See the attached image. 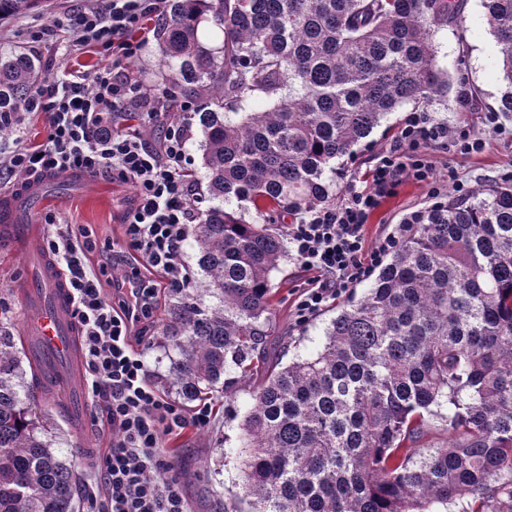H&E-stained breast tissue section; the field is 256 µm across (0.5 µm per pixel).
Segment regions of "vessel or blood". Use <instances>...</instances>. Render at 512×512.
<instances>
[{
    "label": "vessel or blood",
    "mask_w": 512,
    "mask_h": 512,
    "mask_svg": "<svg viewBox=\"0 0 512 512\" xmlns=\"http://www.w3.org/2000/svg\"><path fill=\"white\" fill-rule=\"evenodd\" d=\"M43 186V181L37 180L0 196V245L22 249L34 262L33 277L25 292L29 318L23 341L40 368L45 389L51 392L65 383L61 360L80 353L81 344L64 274L47 256L36 254L34 243L40 229L27 220L41 202Z\"/></svg>",
    "instance_id": "b4317fda"
}]
</instances>
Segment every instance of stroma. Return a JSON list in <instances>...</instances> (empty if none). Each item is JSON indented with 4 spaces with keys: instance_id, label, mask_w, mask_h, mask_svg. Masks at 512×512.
<instances>
[{
    "instance_id": "stroma-1",
    "label": "stroma",
    "mask_w": 512,
    "mask_h": 512,
    "mask_svg": "<svg viewBox=\"0 0 512 512\" xmlns=\"http://www.w3.org/2000/svg\"><path fill=\"white\" fill-rule=\"evenodd\" d=\"M84 3L85 0H53L51 10L0 25V50H21L38 56L49 83L65 78L72 70L89 74L110 65L111 51L81 45L72 33L58 25L63 15ZM458 4L460 22L440 25L433 35L435 63L447 73L450 90L430 102L406 104L387 114L367 138L339 158L335 172L327 176L333 199H340L348 184L364 183L374 158L395 143L404 117L415 110L429 113L451 128L468 124L482 142L480 149L468 154L447 145L429 149L430 159L442 179H462L474 190L487 183L502 182L512 170V117H500L505 129L501 135L485 124L486 113L497 111L505 90L496 42L485 23L482 0H458ZM40 27L52 29V36L40 43L32 42L31 31ZM125 71L141 89L160 84L156 34L147 36L138 56L127 61ZM463 86L470 89L473 97V107L467 112L461 111L457 102ZM46 190L43 212L56 214L62 222L86 227L101 251L111 248L113 240L118 239L121 216L134 196L131 184L102 177L86 185L57 179L47 182ZM436 202L427 186L404 179L369 218L367 244L398 232L412 213L429 210ZM303 279L302 270L289 258L282 260L271 275L274 313L264 327L261 344L269 362L284 366L313 350L339 310L338 304H330L305 326H296L294 301L296 288ZM27 280L23 254L0 251V325L7 326L16 336L23 331L22 290ZM170 303L169 291H161L153 316L138 323L137 328L155 337V344L145 351V361L151 380L162 393L172 397L176 390L170 383V369L178 354L159 340ZM260 381V374L253 373L237 379L231 390H216L211 400L215 418L209 429L188 427L167 438L165 446L176 464L191 512H224L225 501L240 494L242 482L234 449L239 445V425L250 393ZM56 422L54 446L59 456L74 463L81 477H88L99 449L109 443V431L98 423L78 428L61 416Z\"/></svg>"
}]
</instances>
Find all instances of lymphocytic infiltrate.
<instances>
[{
  "label": "lymphocytic infiltrate",
  "instance_id": "f902f5d3",
  "mask_svg": "<svg viewBox=\"0 0 512 512\" xmlns=\"http://www.w3.org/2000/svg\"><path fill=\"white\" fill-rule=\"evenodd\" d=\"M165 2L93 0L74 9L62 27L81 44L111 49V66L42 86L18 111L0 114V123L15 127L24 113L48 116L42 144L0 147V180L19 187L47 174L86 172L131 184L135 191L122 217L121 240L132 259L130 277L139 287L117 302L102 285L114 266L112 255L91 259L94 246L83 228H63L54 215L44 217L53 227L46 252L66 274L72 292L88 392L112 430V445L99 455L87 485L91 512H190L163 442L186 425L206 428L214 419L210 404L188 413L166 397L151 381L143 351L132 344L134 321L154 311L157 288L151 275H161L177 300L193 288L184 252L203 202L199 183L189 176L187 124L169 125L156 143L136 127L119 136L109 130L139 92L123 63L141 49L143 35L164 21ZM447 139L467 150L478 144L468 125L450 130L426 113H410L397 143L377 155L370 186H349L337 203L295 212L287 231L288 252L308 275L295 303L297 324L308 323L367 280L398 247L400 239L393 234L366 246L364 228L404 178L426 183L432 197H443L444 184L427 149Z\"/></svg>",
  "mask_w": 512,
  "mask_h": 512
}]
</instances>
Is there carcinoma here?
I'll list each match as a JSON object with an SVG mask.
<instances>
[{"instance_id": "cac0c4a2", "label": "carcinoma", "mask_w": 512, "mask_h": 512, "mask_svg": "<svg viewBox=\"0 0 512 512\" xmlns=\"http://www.w3.org/2000/svg\"><path fill=\"white\" fill-rule=\"evenodd\" d=\"M483 2L509 116L512 0ZM43 7L0 0V24ZM458 17L455 0H168L163 81L213 104L197 113L203 279L161 330L178 352L172 383L195 402L234 372H264L242 424L244 494L224 512H512V185L422 214L315 353L280 367L259 351L284 256L266 221L329 202L337 159L447 85L433 27ZM41 77L35 55L0 51V113ZM259 95L277 103L224 111ZM22 354L0 329V512H77L80 475L53 448ZM444 404L448 444L412 447Z\"/></svg>"}]
</instances>
